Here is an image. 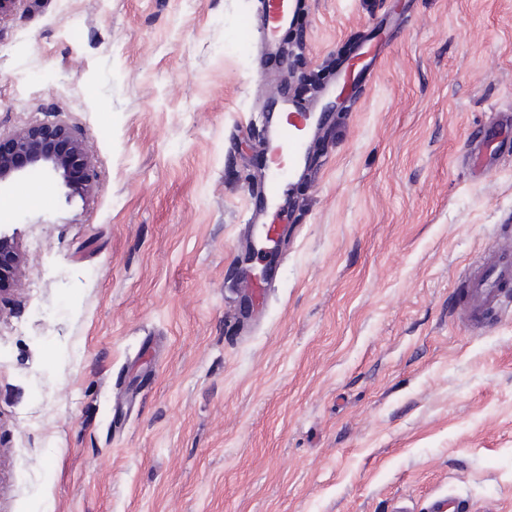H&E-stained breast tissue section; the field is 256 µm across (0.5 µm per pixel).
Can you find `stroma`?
I'll list each match as a JSON object with an SVG mask.
<instances>
[{
  "label": "stroma",
  "mask_w": 512,
  "mask_h": 512,
  "mask_svg": "<svg viewBox=\"0 0 512 512\" xmlns=\"http://www.w3.org/2000/svg\"><path fill=\"white\" fill-rule=\"evenodd\" d=\"M307 0L265 84L261 0H16L0 135L81 138L96 180L27 179L0 229V512H512V310L460 309L512 233V155L472 131L512 107V0ZM379 49L295 185L251 331L235 272L264 165L258 117ZM122 420L113 423V409ZM490 129H477L472 132L467 154L473 162L475 177H483L499 159V147H494L489 138Z\"/></svg>",
  "instance_id": "obj_1"
}]
</instances>
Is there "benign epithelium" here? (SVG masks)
I'll return each instance as SVG.
<instances>
[{
  "label": "benign epithelium",
  "mask_w": 512,
  "mask_h": 512,
  "mask_svg": "<svg viewBox=\"0 0 512 512\" xmlns=\"http://www.w3.org/2000/svg\"><path fill=\"white\" fill-rule=\"evenodd\" d=\"M58 176L66 188L91 185L92 160L81 140L63 123H40L0 139V196L21 178Z\"/></svg>",
  "instance_id": "7a95c632"
}]
</instances>
